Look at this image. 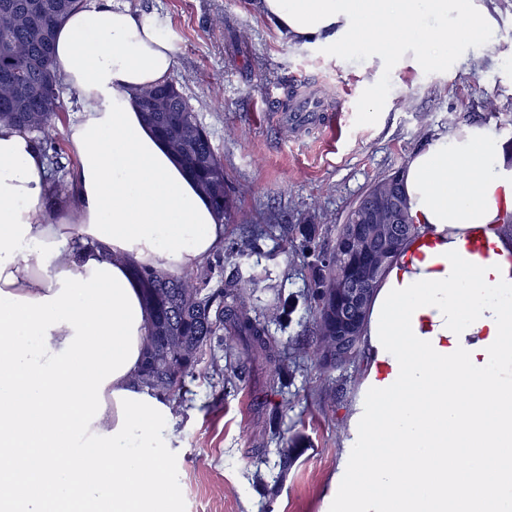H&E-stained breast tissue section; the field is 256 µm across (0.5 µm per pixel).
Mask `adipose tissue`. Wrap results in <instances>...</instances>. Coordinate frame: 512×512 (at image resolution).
Masks as SVG:
<instances>
[{"instance_id": "ef3b65f1", "label": "adipose tissue", "mask_w": 512, "mask_h": 512, "mask_svg": "<svg viewBox=\"0 0 512 512\" xmlns=\"http://www.w3.org/2000/svg\"><path fill=\"white\" fill-rule=\"evenodd\" d=\"M294 42L336 52L378 47L444 67L496 25L481 0H257ZM381 43H374L375 34ZM54 62L76 94L65 131L75 200L54 189L37 134L0 122V512H172L177 490L157 450L168 406L134 383L149 322L136 266L193 271L224 225L137 94L174 67L164 19L124 0H84L55 27ZM419 227L398 274L442 273L427 249L463 243L481 259L512 252V162L486 126L448 132L404 171ZM87 244L73 259L76 243Z\"/></svg>"}]
</instances>
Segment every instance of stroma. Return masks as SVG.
<instances>
[{
	"mask_svg": "<svg viewBox=\"0 0 512 512\" xmlns=\"http://www.w3.org/2000/svg\"><path fill=\"white\" fill-rule=\"evenodd\" d=\"M138 14L166 18L175 57L170 81L189 99L224 163L234 205L264 229L272 213L289 223L340 224L381 178L405 169L414 151L448 131L482 123L512 150V0H485L497 21L489 42L469 45L438 69L336 53L293 43L259 15L254 0H128ZM376 86V100L367 89ZM327 88L344 121L299 141L279 118L293 90ZM261 259L229 261L222 279L265 270L285 293L302 288L306 263L266 240ZM332 377L336 419L318 415L314 390ZM354 370L307 365L291 386L268 370L246 372L237 387L200 376L170 422L164 450L178 488L177 512H322L328 477L356 395ZM278 417L281 437L255 442L257 423ZM293 462L279 494L259 496L252 476L278 478L282 452Z\"/></svg>",
	"mask_w": 512,
	"mask_h": 512,
	"instance_id": "1",
	"label": "stroma"
}]
</instances>
